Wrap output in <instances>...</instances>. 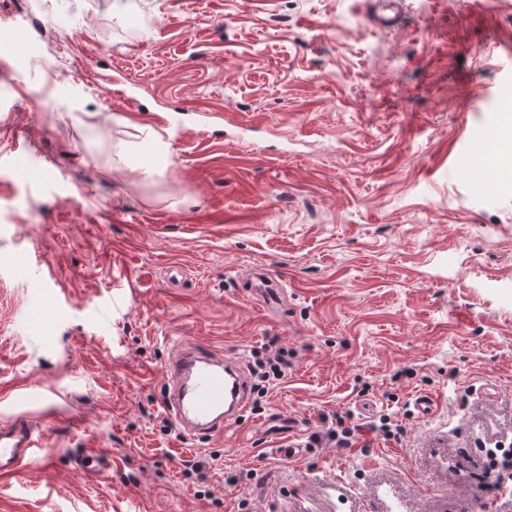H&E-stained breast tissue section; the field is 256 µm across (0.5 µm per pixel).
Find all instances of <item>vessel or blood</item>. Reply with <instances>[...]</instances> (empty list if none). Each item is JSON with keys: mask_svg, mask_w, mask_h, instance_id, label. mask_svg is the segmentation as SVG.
Here are the masks:
<instances>
[{"mask_svg": "<svg viewBox=\"0 0 512 512\" xmlns=\"http://www.w3.org/2000/svg\"><path fill=\"white\" fill-rule=\"evenodd\" d=\"M162 378L167 387L163 413L182 434H223L248 408L250 379L241 361L229 359L209 345H177L163 367ZM44 440V435L23 419L1 425L0 478L16 476L26 460L43 449ZM75 465L96 475L108 469L111 461L102 449L88 448Z\"/></svg>", "mask_w": 512, "mask_h": 512, "instance_id": "obj_1", "label": "vessel or blood"}]
</instances>
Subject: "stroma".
<instances>
[{"mask_svg":"<svg viewBox=\"0 0 512 512\" xmlns=\"http://www.w3.org/2000/svg\"><path fill=\"white\" fill-rule=\"evenodd\" d=\"M39 2L0 0L31 46L0 20V422L29 389L32 421L81 422L0 479V512H512L478 481L512 452V192L479 160L512 97V0H404L389 29L369 0ZM272 337L293 366L262 412L180 436L176 343L250 365ZM382 413L403 437L366 431ZM333 415L359 446L310 443ZM88 446L104 474L75 468Z\"/></svg>","mask_w":512,"mask_h":512,"instance_id":"obj_1","label":"stroma"}]
</instances>
